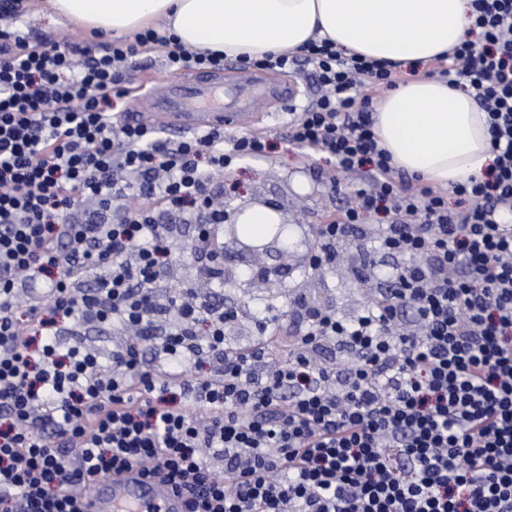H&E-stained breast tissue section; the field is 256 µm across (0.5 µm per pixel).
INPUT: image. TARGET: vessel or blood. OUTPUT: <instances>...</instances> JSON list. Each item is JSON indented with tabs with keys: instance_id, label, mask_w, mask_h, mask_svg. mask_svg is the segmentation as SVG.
Listing matches in <instances>:
<instances>
[{
	"instance_id": "obj_1",
	"label": "vessel or blood",
	"mask_w": 512,
	"mask_h": 512,
	"mask_svg": "<svg viewBox=\"0 0 512 512\" xmlns=\"http://www.w3.org/2000/svg\"><path fill=\"white\" fill-rule=\"evenodd\" d=\"M156 111L184 132L224 123V79L221 76H189L148 95ZM115 512H182L183 502L161 483L141 481L136 473L104 480L85 500V512H99L102 503Z\"/></svg>"
}]
</instances>
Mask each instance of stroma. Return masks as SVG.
<instances>
[{
    "label": "stroma",
    "mask_w": 512,
    "mask_h": 512,
    "mask_svg": "<svg viewBox=\"0 0 512 512\" xmlns=\"http://www.w3.org/2000/svg\"><path fill=\"white\" fill-rule=\"evenodd\" d=\"M19 8L23 13V29L31 42L45 44L63 38L99 55L105 53L113 41L106 33L73 31L65 19L39 9L38 0H21ZM264 76L275 85H292L293 99L287 105L259 101L248 120L225 122L226 138L261 135L269 142L270 149L263 160L246 161L217 175V183L224 187L222 203L229 207L267 204L281 208L288 222L321 224L328 215L350 204L355 181L343 176L338 183H331L327 177L329 164L307 155L288 138L290 112L301 111L318 96L312 68L304 64L287 71L268 69ZM182 77V72L165 67L160 51L140 55L135 64L125 69V79L131 90L125 112H140L142 119L160 127L162 138H178L176 129L164 126L159 116L144 108L136 91L146 80L160 88ZM391 221V216L383 213L364 214L363 232L346 240L339 247L335 260L306 274L294 270L286 278L284 288L274 292L245 287H211L202 279L201 261L194 253L196 227L179 222L171 240L172 263L163 268L161 276L175 287L183 283L194 285L200 300L215 308L242 304L253 308V317L224 325L225 345L245 348L257 341L259 325L263 322H274L280 333H294L302 321L300 306L305 301L335 310L342 321L357 320L367 309L370 299L378 297L390 286L392 268L397 260L380 250L379 238ZM125 340L120 327L86 324L80 326L78 334L62 336L61 343L66 347L77 343L95 351L103 366L108 367L112 364L113 350L121 347Z\"/></svg>",
    "instance_id": "obj_1"
}]
</instances>
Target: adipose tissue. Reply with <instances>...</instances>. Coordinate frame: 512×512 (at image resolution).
Returning a JSON list of instances; mask_svg holds the SVG:
<instances>
[{
  "mask_svg": "<svg viewBox=\"0 0 512 512\" xmlns=\"http://www.w3.org/2000/svg\"><path fill=\"white\" fill-rule=\"evenodd\" d=\"M75 29L133 35L164 21L178 40L236 59L299 53L332 41L399 68L451 51L472 23L471 0H44ZM375 131L393 166L448 187L492 161L486 114L469 92L416 77L383 94Z\"/></svg>",
  "mask_w": 512,
  "mask_h": 512,
  "instance_id": "ef3b65f1",
  "label": "adipose tissue"
}]
</instances>
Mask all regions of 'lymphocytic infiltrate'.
I'll list each match as a JSON object with an SVG mask.
<instances>
[{
	"instance_id": "lymphocytic-infiltrate-1",
	"label": "lymphocytic infiltrate",
	"mask_w": 512,
	"mask_h": 512,
	"mask_svg": "<svg viewBox=\"0 0 512 512\" xmlns=\"http://www.w3.org/2000/svg\"><path fill=\"white\" fill-rule=\"evenodd\" d=\"M472 8L434 71L486 112L494 163L447 194L397 179L378 144L373 95L397 84L386 63L325 40L300 58L242 59L312 65L321 92L294 113L290 140L337 174L369 175L322 225L317 262L363 214L397 215L381 240L400 259L394 288L349 324L308 309L278 357L262 341L228 349L235 310L160 277L173 233L161 216L190 209L202 272L223 278L213 177L268 142L215 128L166 142L113 113L142 52L161 50L173 71H220L223 55L161 28L99 56L33 46L13 0L0 5V512H83L88 486L129 470L167 483L183 512H512V0ZM88 264L108 271L91 291L76 282ZM35 273L50 307L17 302ZM62 319L131 336L105 370L96 352L62 348ZM160 324L149 364L142 333ZM338 340L352 354L344 374L320 360ZM206 362L205 380L188 378Z\"/></svg>"
}]
</instances>
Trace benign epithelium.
<instances>
[{
  "label": "benign epithelium",
  "mask_w": 512,
  "mask_h": 512,
  "mask_svg": "<svg viewBox=\"0 0 512 512\" xmlns=\"http://www.w3.org/2000/svg\"><path fill=\"white\" fill-rule=\"evenodd\" d=\"M242 210L237 209L230 213H224V223L217 226L219 238L224 240V246L231 247L242 257H250L254 262L243 268H224V285L228 288H237L243 284L249 286H260L269 290L279 289L292 269L290 264L268 266L255 262V259L264 256L272 251L278 252L288 259H296L299 266L313 265L315 247L310 239L312 230L304 224H282L289 225L290 232L288 241L283 242L277 236H273L262 242H249L242 239L237 230L238 216ZM306 244V252L298 253V246Z\"/></svg>",
  "instance_id": "7a95c632"
}]
</instances>
